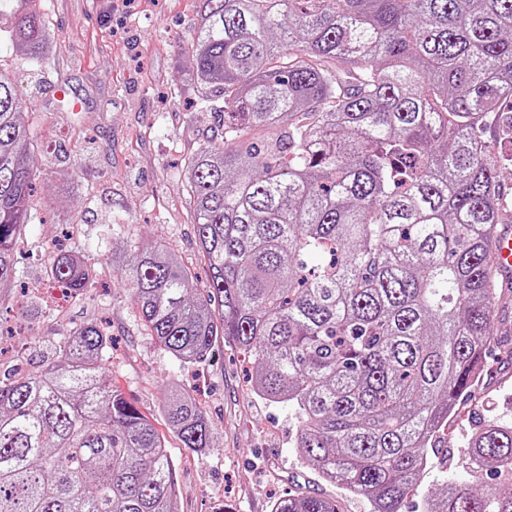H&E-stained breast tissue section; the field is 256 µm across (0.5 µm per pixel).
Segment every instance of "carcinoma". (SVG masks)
<instances>
[{
    "label": "carcinoma",
    "mask_w": 512,
    "mask_h": 512,
    "mask_svg": "<svg viewBox=\"0 0 512 512\" xmlns=\"http://www.w3.org/2000/svg\"><path fill=\"white\" fill-rule=\"evenodd\" d=\"M185 48L223 114L183 177L210 282L141 242L120 275L149 335L183 365L219 337L252 361V392L286 404L294 448L325 480L400 512L496 342L497 181L512 153V0H197ZM50 57L41 0H0V44ZM26 100L0 70V300L32 220ZM272 137L257 145L250 131ZM74 297L95 283L78 250L48 261ZM96 324L36 374L0 376V512H178L165 440L112 384ZM182 446L216 448L197 400L161 404ZM497 485L447 484L423 512H512V422L464 445ZM273 512H337L318 495Z\"/></svg>",
    "instance_id": "carcinoma-1"
}]
</instances>
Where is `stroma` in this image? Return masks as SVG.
<instances>
[{"label":"stroma","mask_w":512,"mask_h":512,"mask_svg":"<svg viewBox=\"0 0 512 512\" xmlns=\"http://www.w3.org/2000/svg\"><path fill=\"white\" fill-rule=\"evenodd\" d=\"M51 53L39 71L9 56L30 101L37 176L33 219L21 231L14 288L34 303L6 300L10 351L0 372L46 366V339L107 318L114 349L112 381L156 427L167 382L180 380L206 411L219 446L198 456L167 435L175 464L179 512H271L274 499L316 493L339 512H370L369 501L323 480L293 448L296 420L286 405L258 398L248 367L221 340L211 360L181 366L149 336L122 287L119 272L138 242L158 239L188 267L197 287L208 270L183 179L184 162L218 123L201 107V90L183 41L196 0H43ZM92 259L98 286L72 297L50 286L45 264L58 248ZM512 420V349L493 348L487 367L440 434L420 478L418 496L446 482L480 490L491 479L474 471L464 442L479 422Z\"/></svg>","instance_id":"35a3bbf8"}]
</instances>
